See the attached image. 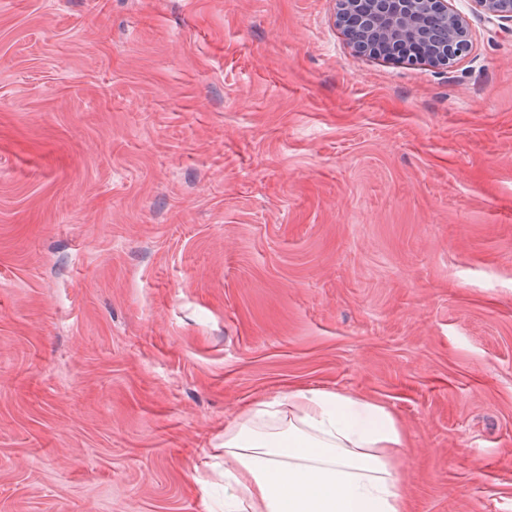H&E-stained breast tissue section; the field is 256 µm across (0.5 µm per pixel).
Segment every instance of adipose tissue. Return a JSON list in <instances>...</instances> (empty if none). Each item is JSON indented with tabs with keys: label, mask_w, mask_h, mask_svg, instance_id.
Instances as JSON below:
<instances>
[{
	"label": "adipose tissue",
	"mask_w": 512,
	"mask_h": 512,
	"mask_svg": "<svg viewBox=\"0 0 512 512\" xmlns=\"http://www.w3.org/2000/svg\"><path fill=\"white\" fill-rule=\"evenodd\" d=\"M399 422L315 388L252 406L224 430V512H408Z\"/></svg>",
	"instance_id": "adipose-tissue-1"
}]
</instances>
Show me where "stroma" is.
I'll use <instances>...</instances> for the list:
<instances>
[{
  "label": "stroma",
  "mask_w": 512,
  "mask_h": 512,
  "mask_svg": "<svg viewBox=\"0 0 512 512\" xmlns=\"http://www.w3.org/2000/svg\"><path fill=\"white\" fill-rule=\"evenodd\" d=\"M334 0H0V512H224V428L390 411L409 512H512V33ZM449 0H336L337 16L353 48L370 52L381 47L387 55H402L418 45L417 57L434 67H447L471 43L466 15ZM347 23V24H344ZM355 28L356 36L352 34Z\"/></svg>",
  "instance_id": "35a3bbf8"
}]
</instances>
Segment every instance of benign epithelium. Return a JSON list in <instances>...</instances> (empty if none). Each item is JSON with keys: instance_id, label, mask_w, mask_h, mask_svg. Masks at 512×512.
<instances>
[{"instance_id": "obj_1", "label": "benign epithelium", "mask_w": 512, "mask_h": 512, "mask_svg": "<svg viewBox=\"0 0 512 512\" xmlns=\"http://www.w3.org/2000/svg\"><path fill=\"white\" fill-rule=\"evenodd\" d=\"M473 11L489 21L512 23V0H470ZM337 16L346 25L353 48L367 52L381 47L401 55L418 45L419 58L446 67L471 43V25L451 0H336Z\"/></svg>"}]
</instances>
